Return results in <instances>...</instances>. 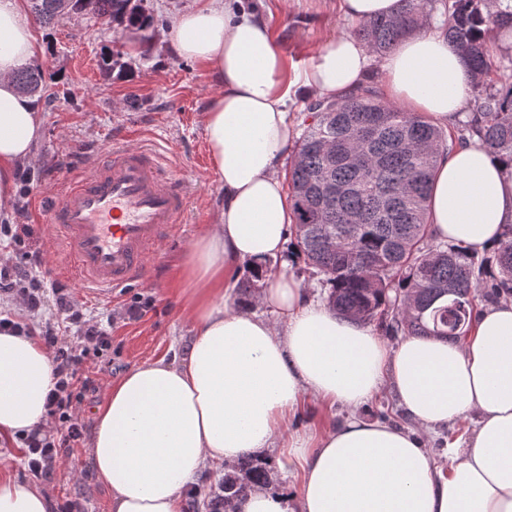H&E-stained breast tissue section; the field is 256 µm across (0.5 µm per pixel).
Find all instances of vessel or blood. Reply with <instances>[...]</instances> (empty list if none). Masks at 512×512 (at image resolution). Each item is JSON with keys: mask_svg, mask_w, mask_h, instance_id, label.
Listing matches in <instances>:
<instances>
[{"mask_svg": "<svg viewBox=\"0 0 512 512\" xmlns=\"http://www.w3.org/2000/svg\"><path fill=\"white\" fill-rule=\"evenodd\" d=\"M187 192L155 144H113L96 167L68 175L43 214L89 297L112 301L147 280L185 220Z\"/></svg>", "mask_w": 512, "mask_h": 512, "instance_id": "obj_1", "label": "vessel or blood"}]
</instances>
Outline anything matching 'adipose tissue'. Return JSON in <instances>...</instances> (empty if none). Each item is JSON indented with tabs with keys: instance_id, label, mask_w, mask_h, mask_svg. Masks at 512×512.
Listing matches in <instances>:
<instances>
[{
	"instance_id": "ef3b65f1",
	"label": "adipose tissue",
	"mask_w": 512,
	"mask_h": 512,
	"mask_svg": "<svg viewBox=\"0 0 512 512\" xmlns=\"http://www.w3.org/2000/svg\"><path fill=\"white\" fill-rule=\"evenodd\" d=\"M173 30L177 55L212 67L222 88L203 125L224 202L183 267L194 332L180 360L134 367L96 411L90 457L110 512H185L206 464L272 450L297 491L261 488L234 512H512L511 292L480 305L462 345L416 336L388 347L366 323L309 300L284 272L262 280L258 300L271 318L228 307L233 275L281 257L291 237L279 176L294 130L289 102L300 90L337 97L363 85L373 64L364 44L329 39L308 68L292 71L270 27L230 13L224 0H191ZM42 52L26 0H0V214L42 136L38 99L15 81ZM381 92L450 130L469 104L468 68L434 24L384 58ZM428 222L440 240L496 248L512 224V174L476 140L440 155ZM55 382L38 336L0 329V441L48 428ZM386 384L421 427L477 416L447 473L415 433L357 415ZM308 397L351 413L320 434L289 430ZM51 502L41 488L0 478V512H51Z\"/></svg>"
}]
</instances>
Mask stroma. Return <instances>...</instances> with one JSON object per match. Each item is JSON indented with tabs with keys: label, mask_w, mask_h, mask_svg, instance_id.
<instances>
[{
	"label": "stroma",
	"mask_w": 512,
	"mask_h": 512,
	"mask_svg": "<svg viewBox=\"0 0 512 512\" xmlns=\"http://www.w3.org/2000/svg\"><path fill=\"white\" fill-rule=\"evenodd\" d=\"M188 0H144L152 16L143 30H126L104 18L67 14L51 27L35 25L34 34L44 47L38 60L44 80L40 105L44 133L34 147L35 161L26 171L33 180L29 196L16 197L25 209L29 226L26 242L42 258L30 277L42 288H64L67 298L85 320L99 324L112 336L109 361L90 358L83 375L95 382L75 411L87 429L95 427V410L104 403L112 381L140 363L160 357L173 358L193 334L177 290L180 271L191 244L217 220L224 187L213 171L203 132L202 116L220 94L210 67L179 57L172 47V22ZM337 0H242V4L270 26L289 65L311 64L319 48L349 28L336 8ZM144 45L132 55L130 43ZM119 55L125 74H107L100 66L103 53ZM166 143L176 175L189 192V206L179 233L162 248L149 281L123 291L112 302L85 296L80 285L53 275L51 262L60 261L61 245L43 223L39 201L55 193L63 178L75 170L92 167L111 145ZM12 318L53 329L69 343H76L78 329L63 319L54 302L28 311L15 293L0 292V318ZM344 406L310 403L295 416L291 429L315 432L338 426L347 416ZM371 421L412 428L413 422L399 406L391 388H383L360 410ZM475 428L468 418L422 431L427 450L440 470H447L455 446L465 443ZM89 443L65 449L51 479L40 481L53 503L79 498L85 512H110V495L98 482Z\"/></svg>",
	"instance_id": "1"
}]
</instances>
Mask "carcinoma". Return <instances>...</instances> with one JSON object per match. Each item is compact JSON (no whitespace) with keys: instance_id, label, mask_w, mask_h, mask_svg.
<instances>
[{"instance_id":"carcinoma-1","label":"carcinoma","mask_w":512,"mask_h":512,"mask_svg":"<svg viewBox=\"0 0 512 512\" xmlns=\"http://www.w3.org/2000/svg\"><path fill=\"white\" fill-rule=\"evenodd\" d=\"M436 0H400L392 16L360 21L354 34L381 57L419 31ZM448 42L469 68L474 112L446 133L419 112L382 98L365 84L307 106L303 133L289 169L297 255L327 286L340 315L409 336L458 341L473 321L475 292L492 300L512 290V225L491 258L438 242L427 224L435 158L473 137L500 155L512 173V70L509 54L486 40L497 30L512 37V0H448ZM36 21L49 25L64 11L91 14L146 28L151 16L132 0H31ZM16 82L35 95L43 86L38 65ZM334 184L343 191L328 193ZM269 464L250 455L191 497L185 512H226L266 486Z\"/></svg>"}]
</instances>
